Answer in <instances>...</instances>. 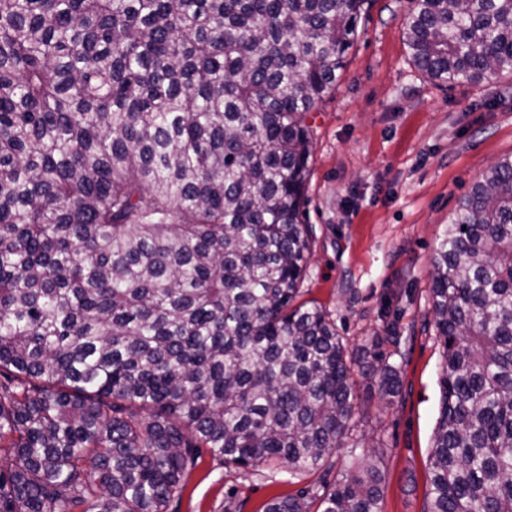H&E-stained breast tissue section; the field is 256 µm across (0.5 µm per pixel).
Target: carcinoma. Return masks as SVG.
Returning <instances> with one entry per match:
<instances>
[{
  "label": "carcinoma",
  "instance_id": "carcinoma-1",
  "mask_svg": "<svg viewBox=\"0 0 512 512\" xmlns=\"http://www.w3.org/2000/svg\"><path fill=\"white\" fill-rule=\"evenodd\" d=\"M366 0H0V512H169L202 449L322 471L265 512H381L355 361L298 302L312 140ZM415 66L512 75V0H412ZM429 512H512V155L448 219ZM383 397L397 366L373 354Z\"/></svg>",
  "mask_w": 512,
  "mask_h": 512
}]
</instances>
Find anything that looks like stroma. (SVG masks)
Segmentation results:
<instances>
[{
	"label": "stroma",
	"mask_w": 512,
	"mask_h": 512,
	"mask_svg": "<svg viewBox=\"0 0 512 512\" xmlns=\"http://www.w3.org/2000/svg\"><path fill=\"white\" fill-rule=\"evenodd\" d=\"M411 9V0H367L344 73L306 117L304 220L315 236L302 298L330 312L361 364L376 344L401 367L390 403L359 377L352 445L332 455L338 476L354 454L375 452L382 512H429L444 366L429 270L459 198L512 154V76L451 88L431 80L405 43ZM322 482L318 472L227 467L205 452L171 509L263 512L274 497Z\"/></svg>",
	"instance_id": "1"
}]
</instances>
